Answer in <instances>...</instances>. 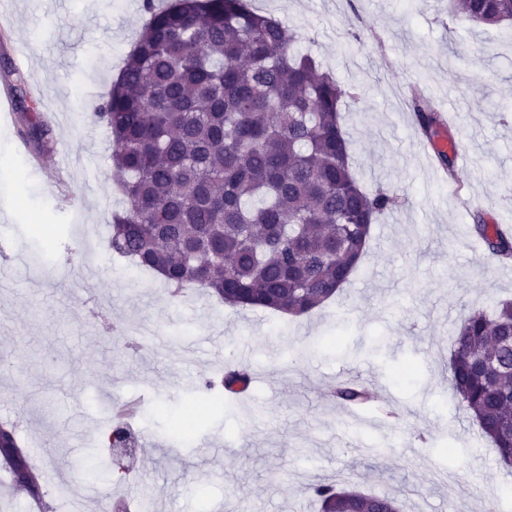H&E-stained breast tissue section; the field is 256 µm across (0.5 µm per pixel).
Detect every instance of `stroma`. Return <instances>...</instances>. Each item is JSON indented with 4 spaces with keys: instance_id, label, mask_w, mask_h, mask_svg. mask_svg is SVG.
<instances>
[{
    "instance_id": "obj_1",
    "label": "stroma",
    "mask_w": 512,
    "mask_h": 512,
    "mask_svg": "<svg viewBox=\"0 0 512 512\" xmlns=\"http://www.w3.org/2000/svg\"><path fill=\"white\" fill-rule=\"evenodd\" d=\"M143 0H0V71L34 48L37 112L62 114L53 143L20 154L18 122H0V245L23 257L0 277V413L71 488L52 512H96L122 472L154 495V512H317L313 484L395 498L402 512H512L502 464L448 383L455 328L472 310L512 300V261L490 262L475 212L512 226V23L477 26L450 0H252L298 35L352 94L342 106L353 171L394 203L350 282L301 318L231 308L202 288L170 296L162 278L132 275L107 246L124 198L112 141L92 114L145 20ZM442 101L474 150L448 190L410 111L411 89ZM60 228L44 243L36 222ZM332 336L341 345L327 348ZM255 378L190 442L170 415H193L200 388L227 365ZM410 375H402L405 365ZM372 384L364 425L327 391ZM140 402L134 444L116 460L103 436L118 400Z\"/></svg>"
}]
</instances>
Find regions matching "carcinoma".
I'll list each match as a JSON object with an SVG mask.
<instances>
[{
  "instance_id": "cac0c4a2",
  "label": "carcinoma",
  "mask_w": 512,
  "mask_h": 512,
  "mask_svg": "<svg viewBox=\"0 0 512 512\" xmlns=\"http://www.w3.org/2000/svg\"><path fill=\"white\" fill-rule=\"evenodd\" d=\"M460 18L512 20V0H453ZM148 15L106 100L93 117L112 137V165L125 199L112 214L109 249L160 274L172 295L212 291L231 307L303 316L332 299L358 267L371 225L391 204L360 188L341 124L346 90L297 34L249 0H170ZM22 134L47 144L23 73L11 74ZM428 137L444 127L431 102L412 99ZM490 260L512 257V237L477 217ZM250 373L227 367L205 382L196 417L174 426L189 436L206 414L244 391ZM448 382L499 460L512 457V301L472 311L457 328ZM332 397L369 411L366 388L338 383ZM12 482L38 492L14 429L0 426ZM319 512H400L396 499L324 481Z\"/></svg>"
}]
</instances>
